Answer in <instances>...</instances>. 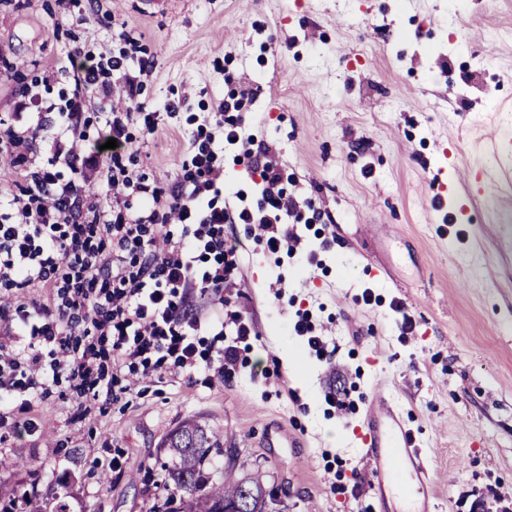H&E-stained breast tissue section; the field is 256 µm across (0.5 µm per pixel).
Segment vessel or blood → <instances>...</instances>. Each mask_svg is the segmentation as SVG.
Segmentation results:
<instances>
[{"mask_svg": "<svg viewBox=\"0 0 512 512\" xmlns=\"http://www.w3.org/2000/svg\"><path fill=\"white\" fill-rule=\"evenodd\" d=\"M360 429L361 446L370 465L372 488L377 494L397 486L404 473L410 476L418 493L427 494L432 477L421 450L385 394L374 397Z\"/></svg>", "mask_w": 512, "mask_h": 512, "instance_id": "1", "label": "vessel or blood"}]
</instances>
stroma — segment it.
Wrapping results in <instances>:
<instances>
[{
	"instance_id": "stroma-1",
	"label": "stroma",
	"mask_w": 512,
	"mask_h": 512,
	"mask_svg": "<svg viewBox=\"0 0 512 512\" xmlns=\"http://www.w3.org/2000/svg\"><path fill=\"white\" fill-rule=\"evenodd\" d=\"M497 29H512V0H0V138L24 91L65 108L71 53L108 84L113 58L148 59L129 170L169 188L206 142L224 167L213 203L237 192L264 215L252 157L206 122L230 101L225 121L271 148L301 203L288 253L224 227L243 268L222 294L251 333L214 326L195 342L234 345L230 373L168 363L103 410L59 377L38 432L0 446V504L64 486L73 512H155L177 493L161 442L194 419L223 434L236 475L273 490V512H383L355 435L382 391L436 477L431 512H512V39ZM124 106L85 107L77 151L111 164L106 122ZM48 137L0 159L13 194L52 166ZM302 314L321 351L293 335Z\"/></svg>"
}]
</instances>
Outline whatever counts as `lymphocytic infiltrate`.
<instances>
[{"mask_svg":"<svg viewBox=\"0 0 512 512\" xmlns=\"http://www.w3.org/2000/svg\"><path fill=\"white\" fill-rule=\"evenodd\" d=\"M76 71L68 110L51 137L71 179L43 169L32 173L26 197L0 194L7 207L0 212V443L19 429L35 431V400L62 373L78 397L106 403L116 374L153 354L173 358L189 375L228 371L235 349L199 352L194 338L204 321L186 305L191 295L220 291L241 273L239 247L225 239V224L258 223L274 253L297 239L286 219L298 201L281 191L282 172L271 160L260 172L268 210L257 217L205 203L224 179L208 146L192 157L195 176L165 194L120 163L106 169L96 152L75 151L86 103L112 97L111 86L98 84L97 64L84 61ZM88 170L104 184L107 209L83 224L80 178ZM133 196L138 205L130 204ZM199 250L216 260L200 281L193 276Z\"/></svg>","mask_w":512,"mask_h":512,"instance_id":"f902f5d3","label":"lymphocytic infiltrate"}]
</instances>
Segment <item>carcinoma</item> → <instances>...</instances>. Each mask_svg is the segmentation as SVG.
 <instances>
[{
    "label": "carcinoma",
    "instance_id": "cac0c4a2",
    "mask_svg": "<svg viewBox=\"0 0 512 512\" xmlns=\"http://www.w3.org/2000/svg\"><path fill=\"white\" fill-rule=\"evenodd\" d=\"M161 448L172 460V465L165 467L168 480L184 492L177 501L166 499V512H215L242 500L246 479L236 476L232 469L225 468L217 479L205 474L212 458L224 456V439L213 429L195 420L184 421L167 433ZM26 512L70 510L68 503L60 500L49 511L34 496L28 498Z\"/></svg>",
    "mask_w": 512,
    "mask_h": 512
}]
</instances>
